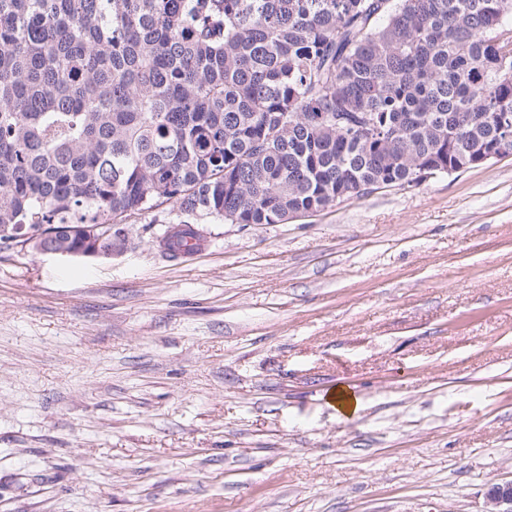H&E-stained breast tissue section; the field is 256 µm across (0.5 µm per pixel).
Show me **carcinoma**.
I'll use <instances>...</instances> for the list:
<instances>
[{
	"instance_id": "1",
	"label": "carcinoma",
	"mask_w": 512,
	"mask_h": 512,
	"mask_svg": "<svg viewBox=\"0 0 512 512\" xmlns=\"http://www.w3.org/2000/svg\"><path fill=\"white\" fill-rule=\"evenodd\" d=\"M504 31L512 0H0V247L166 203L286 224L476 168L512 152Z\"/></svg>"
}]
</instances>
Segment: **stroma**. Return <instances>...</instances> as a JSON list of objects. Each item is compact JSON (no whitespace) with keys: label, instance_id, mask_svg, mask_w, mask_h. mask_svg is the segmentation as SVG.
Here are the masks:
<instances>
[{"label":"stroma","instance_id":"35a3bbf8","mask_svg":"<svg viewBox=\"0 0 512 512\" xmlns=\"http://www.w3.org/2000/svg\"><path fill=\"white\" fill-rule=\"evenodd\" d=\"M0 249V512H484L512 479V158L287 224ZM361 408L340 413L336 387ZM173 228V231H168ZM201 230L188 221H182L178 225L168 227L163 232L162 246L170 258L183 257L193 250L201 247ZM188 242H193L188 244Z\"/></svg>","mask_w":512,"mask_h":512}]
</instances>
